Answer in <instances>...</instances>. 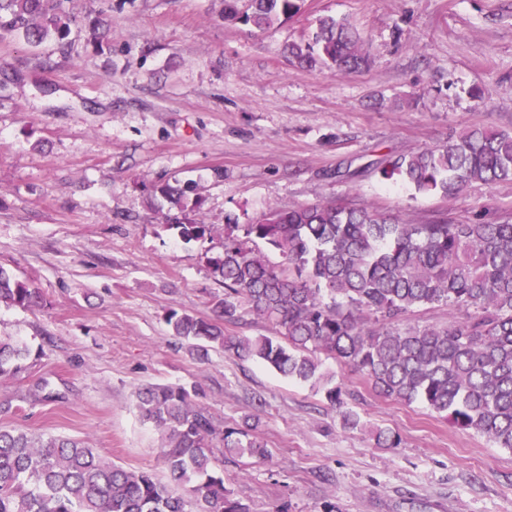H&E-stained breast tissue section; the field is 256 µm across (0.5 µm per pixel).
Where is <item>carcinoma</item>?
Here are the masks:
<instances>
[{
  "instance_id": "cac0c4a2",
  "label": "carcinoma",
  "mask_w": 512,
  "mask_h": 512,
  "mask_svg": "<svg viewBox=\"0 0 512 512\" xmlns=\"http://www.w3.org/2000/svg\"><path fill=\"white\" fill-rule=\"evenodd\" d=\"M301 0H224V21L269 30L298 13ZM69 22L61 0H0V38L31 45L54 39L66 50ZM288 56L301 66L350 73L369 62L360 34L334 18L317 21L312 36L293 41ZM376 170L418 193L451 199L471 183L512 182V131L468 127L440 147L384 158ZM169 209L167 226L185 241L211 238L215 225L200 213L195 186L155 184ZM278 252L273 265L259 244ZM224 284L213 317L170 310L173 335L216 344L241 361L261 360L280 374L321 385L343 425L360 418L317 354L359 373L388 401L420 403L459 431L512 451V223L402 224L367 207L336 203L269 208L250 224L224 225L222 250L207 258ZM38 289L0 266V306H43ZM248 312L274 335L224 334V324ZM454 306L466 317L444 327L403 325L422 307ZM30 347L0 336V377L15 375ZM200 391L152 385L137 393L143 421L162 435L161 454L176 495L145 470L102 459L83 443L0 427V512H248L224 488L216 450L264 459L248 429L219 428L199 402Z\"/></svg>"
}]
</instances>
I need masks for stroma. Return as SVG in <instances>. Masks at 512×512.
<instances>
[{"mask_svg":"<svg viewBox=\"0 0 512 512\" xmlns=\"http://www.w3.org/2000/svg\"><path fill=\"white\" fill-rule=\"evenodd\" d=\"M66 49L0 40V266L46 305L0 307V336L44 356L0 378V426L79 439L168 481L146 385L197 387L216 425H255L268 456L224 462L249 512H512V452L419 404L377 396L333 359L363 426L323 391L173 336L175 308L209 318L224 286L182 241L150 185L191 180L200 219L252 223L269 207L371 206L406 224L512 222V183L447 199L369 165L470 126L512 130V0H303L259 32L224 0H64ZM110 27L95 50L86 17ZM330 16L359 30L369 66L349 75L289 62V41ZM383 427L400 439L376 447Z\"/></svg>","mask_w":512,"mask_h":512,"instance_id":"obj_1","label":"stroma"}]
</instances>
